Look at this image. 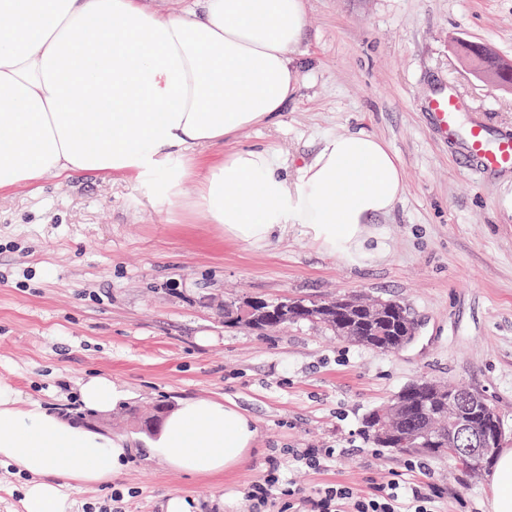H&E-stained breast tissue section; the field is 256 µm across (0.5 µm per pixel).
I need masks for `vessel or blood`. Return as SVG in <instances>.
<instances>
[{
	"instance_id": "vessel-or-blood-1",
	"label": "vessel or blood",
	"mask_w": 512,
	"mask_h": 512,
	"mask_svg": "<svg viewBox=\"0 0 512 512\" xmlns=\"http://www.w3.org/2000/svg\"><path fill=\"white\" fill-rule=\"evenodd\" d=\"M464 106V100L454 93L435 96L427 102L433 124L448 136H460L463 142V166L474 164L485 170L512 169V137L490 139L486 127L482 125L459 131L458 119Z\"/></svg>"
}]
</instances>
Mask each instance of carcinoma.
Instances as JSON below:
<instances>
[{
	"label": "carcinoma",
	"instance_id": "cac0c4a2",
	"mask_svg": "<svg viewBox=\"0 0 512 512\" xmlns=\"http://www.w3.org/2000/svg\"><path fill=\"white\" fill-rule=\"evenodd\" d=\"M460 52L466 56L481 59L491 70L502 73L512 72V64L492 56L483 46L471 43L460 44ZM287 316L278 315V304L259 296L245 297L235 303L224 305V323L242 325L252 330L272 332L291 323L302 321L323 325L334 335L344 340L383 352H392L405 344V336L411 331V321L406 309L395 301H380V318L371 323L363 312H354L346 304V298L338 297L328 301L293 299ZM462 387L429 381L420 387L407 386L402 393L408 395V404L397 419L398 428L391 431L386 424L392 417L386 407L372 410L365 419L368 435L380 448L409 450L411 445L429 436L423 451L442 456L448 448V434L454 429L455 417L448 414L445 405L454 400ZM161 407L145 409L138 405L123 407V417L139 423L154 415ZM470 416L472 426L479 428L485 420H496L499 413L484 396L464 410Z\"/></svg>",
	"mask_w": 512,
	"mask_h": 512
}]
</instances>
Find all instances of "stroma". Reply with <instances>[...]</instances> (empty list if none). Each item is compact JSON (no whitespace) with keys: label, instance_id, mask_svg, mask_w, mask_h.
I'll return each mask as SVG.
<instances>
[{"label":"stroma","instance_id":"obj_1","mask_svg":"<svg viewBox=\"0 0 512 512\" xmlns=\"http://www.w3.org/2000/svg\"><path fill=\"white\" fill-rule=\"evenodd\" d=\"M303 61L294 98L233 147L279 148L288 169L324 135L383 139L404 172L392 211L368 225L379 252L343 260L292 231L250 246L217 224L173 217L163 198L124 176L74 173L0 196V382L64 414L79 385L105 373L127 401L149 407L213 398L253 415L259 433L233 472L197 478L148 455L146 434L113 418L132 442L111 481L65 491L71 512H249L245 491L268 459L334 448L320 470L293 469L306 492L364 490L406 461L448 490L439 512H488L486 478L449 458L377 447L365 416L420 380L473 389L512 433V172L465 170L456 142L430 121L431 96L468 106L461 129L512 133V89L478 76L460 42L512 62V0H305ZM357 294L408 311L412 340L379 352L298 322L274 332L224 324L247 296L328 300Z\"/></svg>","mask_w":512,"mask_h":512}]
</instances>
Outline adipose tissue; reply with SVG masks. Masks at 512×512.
Returning a JSON list of instances; mask_svg holds the SVG:
<instances>
[{
	"instance_id": "ef3b65f1",
	"label": "adipose tissue",
	"mask_w": 512,
	"mask_h": 512,
	"mask_svg": "<svg viewBox=\"0 0 512 512\" xmlns=\"http://www.w3.org/2000/svg\"><path fill=\"white\" fill-rule=\"evenodd\" d=\"M304 28V0H190L168 14L144 0H0V193L77 171L122 175L248 245L300 230L338 257L364 255L367 224L404 190L383 140L324 136L291 178L270 146L202 154L283 112L301 80L293 52ZM256 436L240 410L187 399L150 450L214 475L242 463ZM127 453L125 438L22 403L0 383V463L32 478L23 512H69L62 481H109ZM487 499L490 512H512V448Z\"/></svg>"
}]
</instances>
